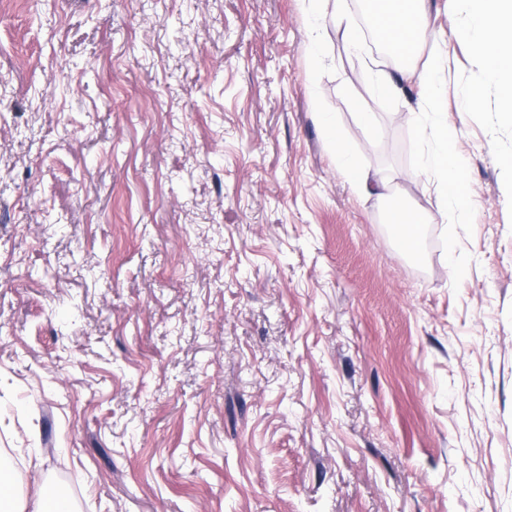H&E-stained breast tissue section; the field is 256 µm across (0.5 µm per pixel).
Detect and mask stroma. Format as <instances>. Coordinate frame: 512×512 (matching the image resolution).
Wrapping results in <instances>:
<instances>
[{"label":"stroma","instance_id":"35a3bbf8","mask_svg":"<svg viewBox=\"0 0 512 512\" xmlns=\"http://www.w3.org/2000/svg\"><path fill=\"white\" fill-rule=\"evenodd\" d=\"M423 10L401 57L349 44L363 0L0 6V458L19 495L512 512V125L463 0ZM433 64L458 224L419 173ZM326 113L391 197L353 192ZM397 204L422 216L415 253Z\"/></svg>","mask_w":512,"mask_h":512}]
</instances>
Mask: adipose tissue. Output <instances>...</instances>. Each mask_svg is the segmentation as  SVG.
<instances>
[{"mask_svg": "<svg viewBox=\"0 0 512 512\" xmlns=\"http://www.w3.org/2000/svg\"><path fill=\"white\" fill-rule=\"evenodd\" d=\"M420 0H379L370 18L380 42L397 55H411L423 31ZM470 24L464 32L474 52L483 60L501 91V117L512 123V0H466ZM424 90L420 106L430 120L433 148L424 167L438 180V191L446 209L454 216H463L469 202L465 170L455 152L458 136L456 127L449 125L448 117L438 106L437 76L428 69L417 76ZM325 136L336 155V164L349 186L356 191L379 198L392 192L384 180L370 178L352 161L342 133L333 117L324 116ZM57 504V512H74L70 501H58L56 490L41 488L34 499L18 497L14 476L0 470V512H50V504Z\"/></svg>", "mask_w": 512, "mask_h": 512, "instance_id": "obj_1", "label": "adipose tissue"}]
</instances>
